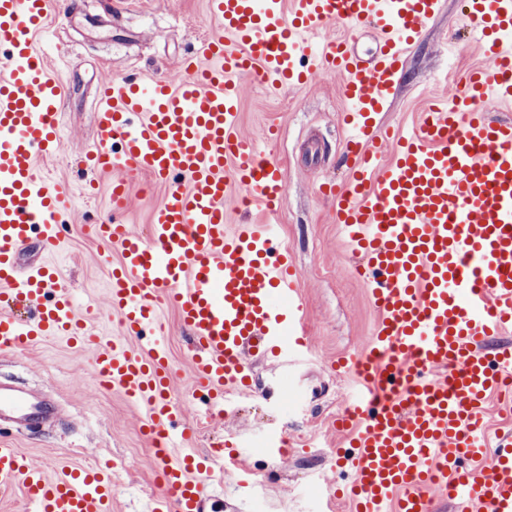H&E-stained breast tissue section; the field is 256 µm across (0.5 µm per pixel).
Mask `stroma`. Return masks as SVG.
<instances>
[{
    "instance_id": "35a3bbf8",
    "label": "stroma",
    "mask_w": 512,
    "mask_h": 512,
    "mask_svg": "<svg viewBox=\"0 0 512 512\" xmlns=\"http://www.w3.org/2000/svg\"><path fill=\"white\" fill-rule=\"evenodd\" d=\"M92 17L98 26L89 25ZM47 26L36 43L64 91L65 135L61 149L38 167L74 197L75 205L59 222L61 247L53 250L32 239L21 263L57 267L78 315L95 334L111 336L119 333L120 324L108 310L106 263L118 261L119 253L93 229L115 218L147 234L167 189L145 174L125 173L126 207L113 215L112 174H91L83 162L98 142L97 86L109 77L172 75L183 54L199 48L217 25L207 0H50ZM470 31L464 0H442L439 15L423 24L377 118L381 132L393 138L404 134L436 100L448 97L458 80L486 67ZM342 84V74L329 71L277 94L256 76L238 81L239 131L265 142L266 153L283 171L286 195L276 222L298 272L311 346L308 361L287 376L272 362L258 363L251 394L201 421L192 399L186 332L175 310L161 312L174 365L173 394L197 430V448L206 451L225 441L251 447L280 435L295 448L280 459L247 458V468L274 475L269 486L251 491L249 512H277L281 503L287 512H316L321 497L309 488L335 480L338 464L332 450L347 438L336 420L348 403L353 376L337 364L364 352L378 324L368 287L355 274L352 250L339 234L330 194L353 177L345 153L349 130ZM94 353V345L58 337L23 351L0 352V377L43 391L58 409L55 420L43 427L0 425V446L18 449L49 474L64 464L115 467L112 512H147L163 489L151 464L142 412L122 393L99 385L91 368Z\"/></svg>"
}]
</instances>
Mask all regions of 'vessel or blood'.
<instances>
[{
    "label": "vessel or blood",
    "mask_w": 512,
    "mask_h": 512,
    "mask_svg": "<svg viewBox=\"0 0 512 512\" xmlns=\"http://www.w3.org/2000/svg\"><path fill=\"white\" fill-rule=\"evenodd\" d=\"M488 65L454 97L424 113L383 161L376 117L402 62L440 0H208L216 32L176 77L108 78L100 86L94 172L133 170L166 184L148 235L101 224L117 247L109 309L122 332L94 356L99 383L143 408L151 460L163 487L148 512H222L224 468L197 453L193 430L175 429L183 404L161 340L158 306L175 308L188 331L193 378L219 408L245 393L264 358L288 368L311 352L297 275L276 224H227L224 203L247 189L276 215L286 191L277 162L238 131V76L259 74L271 92L302 85L303 58L343 73L351 104L352 182L336 193V222L361 257L355 271L379 316L369 350L355 361L358 388L339 420L350 428L354 512H432L434 497L458 512H512V434L485 450L481 422L490 393L512 383V348L493 339L512 328V123L488 122L476 104L512 98V0H467ZM49 0H0V298L24 301L29 317L0 312V349L48 336L88 335L58 283L56 267L20 270L33 233L59 240L70 195L37 170L61 145L63 90L35 46ZM380 32L364 61L348 39H324L329 23ZM39 393L0 382V423L50 418ZM490 465H483L484 454ZM22 486L36 512H112L109 476L94 468L47 475L17 449L0 447V491ZM326 483L325 503L340 491Z\"/></svg>",
    "instance_id": "b4317fda"
}]
</instances>
